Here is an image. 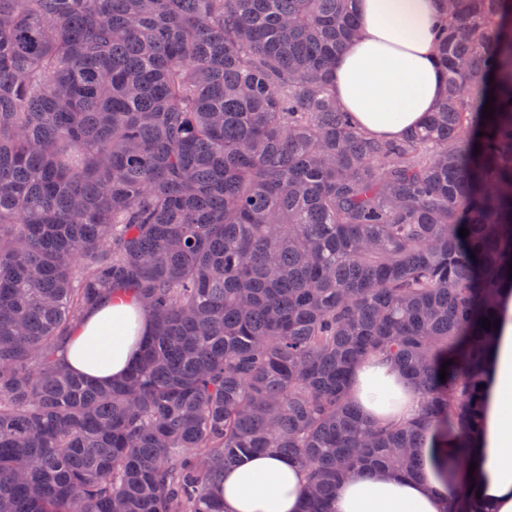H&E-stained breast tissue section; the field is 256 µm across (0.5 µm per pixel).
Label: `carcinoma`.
Returning <instances> with one entry per match:
<instances>
[{
	"label": "carcinoma",
	"instance_id": "cac0c4a2",
	"mask_svg": "<svg viewBox=\"0 0 512 512\" xmlns=\"http://www.w3.org/2000/svg\"><path fill=\"white\" fill-rule=\"evenodd\" d=\"M349 2L0 0V512H224L261 450L330 512L355 472L420 476L430 436L450 512H489L467 470L512 298V0H447L444 95L398 139L333 95ZM112 292L152 329L101 384L60 352ZM372 358L417 417L361 414Z\"/></svg>",
	"mask_w": 512,
	"mask_h": 512
}]
</instances>
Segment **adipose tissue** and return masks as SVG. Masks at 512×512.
Wrapping results in <instances>:
<instances>
[{
  "instance_id": "adipose-tissue-1",
  "label": "adipose tissue",
  "mask_w": 512,
  "mask_h": 512,
  "mask_svg": "<svg viewBox=\"0 0 512 512\" xmlns=\"http://www.w3.org/2000/svg\"><path fill=\"white\" fill-rule=\"evenodd\" d=\"M360 34L334 66V94L372 135L401 137L418 127L441 99L444 76L433 53L444 19L442 0H353ZM149 320L130 299L90 311L62 353L74 371L98 382L122 378L140 354ZM474 485L491 512H512V301L498 326ZM351 392L376 420L413 417L420 401L395 369L366 361L354 370ZM440 440L421 451L423 476L355 473L336 489L333 512H447L451 493L437 476ZM304 481L290 459L266 452L224 473L215 492L225 512H298Z\"/></svg>"
}]
</instances>
